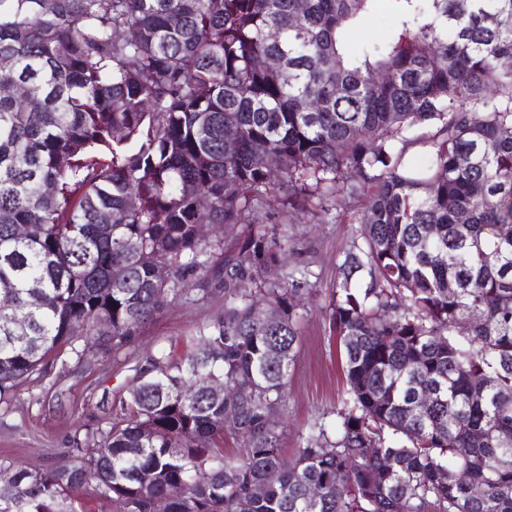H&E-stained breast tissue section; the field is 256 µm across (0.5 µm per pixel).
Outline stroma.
<instances>
[{
    "label": "stroma",
    "mask_w": 512,
    "mask_h": 512,
    "mask_svg": "<svg viewBox=\"0 0 512 512\" xmlns=\"http://www.w3.org/2000/svg\"><path fill=\"white\" fill-rule=\"evenodd\" d=\"M289 269L305 268L300 281L301 340L288 378L285 407L277 416L284 458H294L301 433L313 422L335 431L344 391L343 356L330 322V293L336 265L348 249L349 223L308 217L277 225ZM224 312V295L191 290L143 329L118 353L87 347L51 358L42 373L0 401V462L33 471L73 464V443L108 427L122 413L135 369L150 356L181 358L193 350L191 336Z\"/></svg>",
    "instance_id": "1"
}]
</instances>
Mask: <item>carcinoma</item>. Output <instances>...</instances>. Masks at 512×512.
Here are the masks:
<instances>
[{
    "mask_svg": "<svg viewBox=\"0 0 512 512\" xmlns=\"http://www.w3.org/2000/svg\"><path fill=\"white\" fill-rule=\"evenodd\" d=\"M376 2L0 0L25 87L0 95V400L80 337L130 345L190 280L228 301L187 358L135 369L73 466L0 463V512H77L89 485L115 512H512V0H387L394 36L352 54ZM338 210L346 390L288 461L270 421L307 271L266 277L269 225ZM203 220L245 228L226 249Z\"/></svg>",
    "mask_w": 512,
    "mask_h": 512,
    "instance_id": "carcinoma-1",
    "label": "carcinoma"
}]
</instances>
